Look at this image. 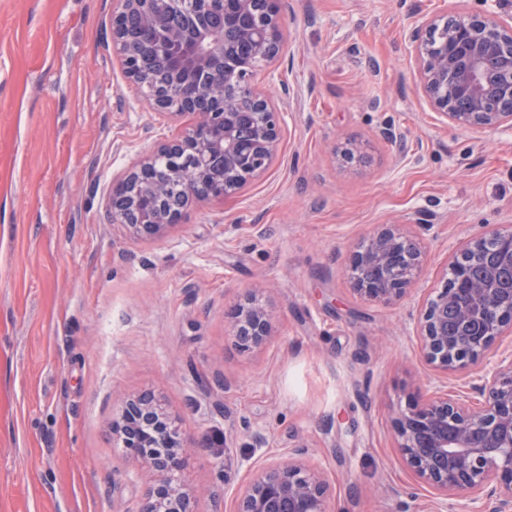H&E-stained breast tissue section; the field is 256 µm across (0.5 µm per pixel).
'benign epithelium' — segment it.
<instances>
[{
    "instance_id": "obj_1",
    "label": "benign epithelium",
    "mask_w": 512,
    "mask_h": 512,
    "mask_svg": "<svg viewBox=\"0 0 512 512\" xmlns=\"http://www.w3.org/2000/svg\"><path fill=\"white\" fill-rule=\"evenodd\" d=\"M113 47L127 78L145 89L143 60L154 57L174 75L198 80L171 84L169 95H146L159 115L194 122L156 145L114 181L112 223L133 236L161 238L177 209L228 198L273 165L284 123L283 105L253 83L256 71L274 76L286 38L279 8L266 0H194L189 20L166 17L178 0H115ZM224 18V35L211 28ZM140 22L139 33L122 25ZM418 86L448 124L463 130L512 128V16L461 9L415 26ZM185 188L179 197L168 185ZM424 255L409 236L376 230L347 269L354 291L391 304L420 273ZM250 289L230 326L251 352L274 336L271 314ZM420 356L461 387L418 384L391 427L400 464L432 495L436 512H512V229L487 228L459 243L443 271V286L424 300L415 326ZM119 447L151 476L136 512H193L194 492L181 480L197 445L150 393L124 401L113 424ZM296 445L279 460L251 469L234 489V512H333V490L322 469Z\"/></svg>"
}]
</instances>
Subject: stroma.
<instances>
[{
    "mask_svg": "<svg viewBox=\"0 0 512 512\" xmlns=\"http://www.w3.org/2000/svg\"><path fill=\"white\" fill-rule=\"evenodd\" d=\"M461 2L482 4L280 0L290 48L277 83L254 78L290 96L274 164L153 240L113 223L112 179L191 116L129 83L113 0H0V512H136L148 479L112 421L143 392L200 444L194 512H233L222 488L256 463L257 431L271 458L307 447L337 512H429L390 431L437 380L417 311L459 242L512 225V128L456 129L416 87L410 28ZM386 224L427 252L391 305L344 272ZM257 283L275 336L248 353L229 325Z\"/></svg>",
    "mask_w": 512,
    "mask_h": 512,
    "instance_id": "1",
    "label": "stroma"
}]
</instances>
